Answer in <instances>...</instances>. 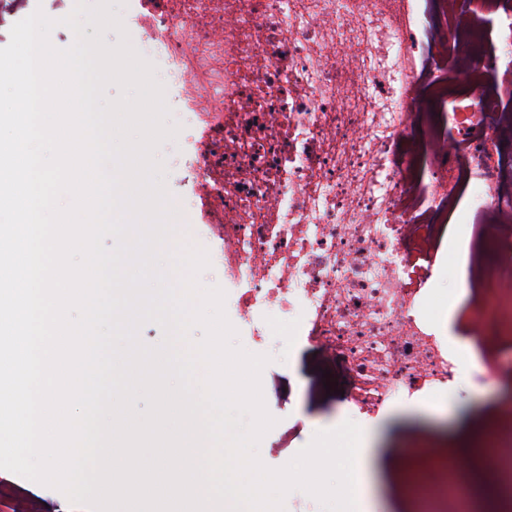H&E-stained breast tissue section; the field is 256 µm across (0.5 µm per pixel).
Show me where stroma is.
Segmentation results:
<instances>
[{
  "mask_svg": "<svg viewBox=\"0 0 512 512\" xmlns=\"http://www.w3.org/2000/svg\"><path fill=\"white\" fill-rule=\"evenodd\" d=\"M74 5L75 0H0V47L8 44L12 25L35 10L59 20ZM185 140V133H178L155 153L176 203L187 197L191 181L185 165ZM464 233V224H452L448 247L438 261L439 278L424 301L425 316L445 331L450 328L448 300L458 286L455 250ZM266 331L265 343L241 335L236 336L235 343L270 358L261 373V387L266 409L276 423L262 438L258 455L267 467L280 468L308 445L317 431L337 427L350 419L351 413L340 404L337 394L324 388L325 382L340 379L332 363L295 336L277 310H270ZM496 398L494 385L475 383L468 356L463 353L458 358L456 379L447 392L390 403L375 418L362 421L369 440V481L362 484L357 498L359 512H437V504L418 506L406 492L407 483L422 466L421 460L411 456V449L429 447L441 457L464 449L463 467L466 473H473V450L481 445ZM0 486L11 493L9 499L0 501V512H11L16 497L34 503L37 512H54L58 507L65 512H87L72 505L58 489L5 470H0Z\"/></svg>",
  "mask_w": 512,
  "mask_h": 512,
  "instance_id": "35a3bbf8",
  "label": "stroma"
}]
</instances>
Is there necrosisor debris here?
<instances>
[{
  "label": "necrosis or debris",
  "mask_w": 512,
  "mask_h": 512,
  "mask_svg": "<svg viewBox=\"0 0 512 512\" xmlns=\"http://www.w3.org/2000/svg\"><path fill=\"white\" fill-rule=\"evenodd\" d=\"M137 45L179 103L184 201L215 245L241 332L277 309L336 363L359 416L444 391L448 338L421 314L448 220L453 320L474 378L507 392L485 447H512V0H140ZM407 492L456 512L432 461Z\"/></svg>",
  "instance_id": "1"
}]
</instances>
